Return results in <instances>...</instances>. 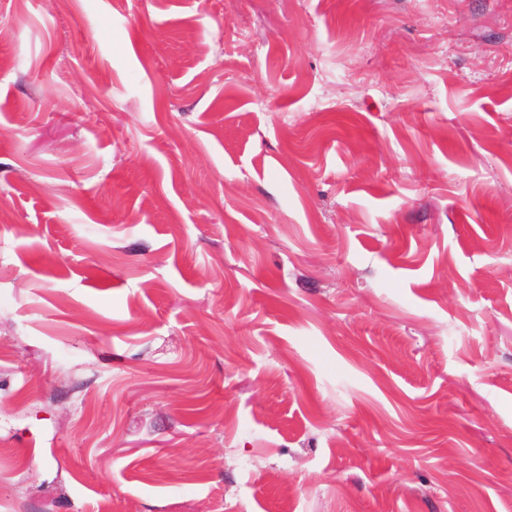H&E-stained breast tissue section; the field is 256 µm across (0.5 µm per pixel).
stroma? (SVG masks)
Segmentation results:
<instances>
[{
  "label": "stroma",
  "instance_id": "obj_1",
  "mask_svg": "<svg viewBox=\"0 0 512 512\" xmlns=\"http://www.w3.org/2000/svg\"><path fill=\"white\" fill-rule=\"evenodd\" d=\"M0 512H512V0H0Z\"/></svg>",
  "mask_w": 512,
  "mask_h": 512
}]
</instances>
